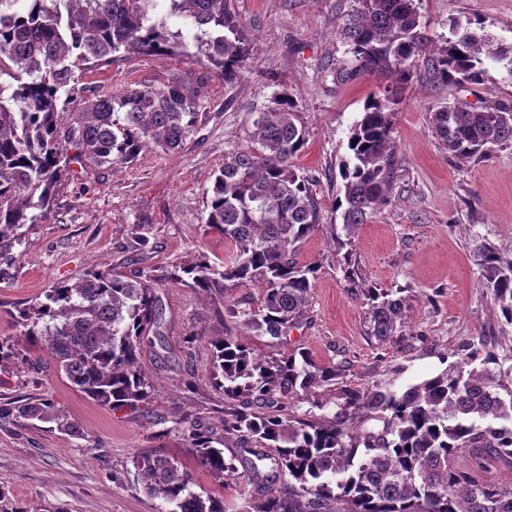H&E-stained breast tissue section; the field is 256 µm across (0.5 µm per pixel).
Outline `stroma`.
I'll list each match as a JSON object with an SVG mask.
<instances>
[{
	"mask_svg": "<svg viewBox=\"0 0 512 512\" xmlns=\"http://www.w3.org/2000/svg\"><path fill=\"white\" fill-rule=\"evenodd\" d=\"M352 5L235 0L249 59L242 83L229 91L202 58L120 52L83 76L82 86L100 96L179 80L198 92L199 122L173 153L153 148L123 167L72 164L54 216L29 225L13 261L0 269V338L20 340L11 311L54 284L102 269L157 277L164 338L145 344L141 364L155 379L150 407L167 435L154 438L141 410L101 407L55 372L1 370L0 402L48 398L82 429L69 437L27 421L0 425V489L16 503L39 512H157L159 500L128 478L133 454L158 449L193 468L175 424L186 414L206 416L221 400L211 386L209 345L225 331L214 313L221 299L164 275L202 254L218 263L233 260L223 237L204 224L214 173L225 153L248 144L253 119L277 93L294 100L308 132L295 165L315 179L326 228L299 249L300 262L319 265L303 324L281 341L255 336L252 344L267 356L308 351L318 364L344 367L354 386L398 388L441 370V352L484 335L512 373V324L487 295L473 257L480 241L512 245V145L461 162L442 148L429 124L433 112L455 102L512 105V79L492 65L482 84L457 86L418 69L390 116L398 162L391 199L334 244L328 227L342 222L335 203L350 129L389 83L371 75L341 85L333 77V67L350 58L338 25ZM419 11L429 34L447 35L453 20L479 21L496 40L512 43V0H421ZM136 224L149 229L146 246L131 235ZM348 270L354 281L345 279ZM368 287L411 295L404 335L386 343L368 335ZM195 332L201 340L185 356L181 340ZM187 380L193 389L184 388Z\"/></svg>",
	"mask_w": 512,
	"mask_h": 512,
	"instance_id": "stroma-1",
	"label": "stroma"
}]
</instances>
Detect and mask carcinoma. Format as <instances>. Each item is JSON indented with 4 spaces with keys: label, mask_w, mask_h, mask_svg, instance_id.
<instances>
[{
    "label": "carcinoma",
    "mask_w": 512,
    "mask_h": 512,
    "mask_svg": "<svg viewBox=\"0 0 512 512\" xmlns=\"http://www.w3.org/2000/svg\"><path fill=\"white\" fill-rule=\"evenodd\" d=\"M26 2L17 11V0H0V262L7 263L25 241L23 228L49 220L71 163L111 167L152 148L173 151L198 123L197 92L178 81L110 97L86 94L69 113L78 74L122 50L188 56L193 45L231 89L243 80L247 56L233 0H170L171 12L189 21L177 32L154 19L156 0ZM341 32L352 55L334 68L341 84L371 74L404 84L421 61L445 83L479 84L489 61L512 78V44L457 22L450 36H430L416 0H357ZM394 105V89L384 88L351 128L350 157L340 167L344 199L336 200L348 234L390 199ZM430 126L454 158H486L512 143V106L455 102L432 113ZM307 141L294 102L275 95L274 106L253 120L251 144L224 155L212 186L205 224L224 236L233 261L218 268L201 255L167 272L206 296L261 285L256 307L224 306L258 336L280 339L302 324L318 271L298 260L299 245L324 227L313 179L293 163ZM475 257L483 288L512 322V258L488 241ZM364 296L370 335L381 342L402 335L409 296L376 288ZM12 319L45 355L0 339V368H51L103 407L150 415L155 384L141 366V346L163 335L165 324L153 279L92 272L48 288L44 300L18 308ZM210 345L211 385L224 396V410L177 425L211 480L251 486L241 512H512V484L475 477L490 458H512V383L496 371L499 358L485 337L443 354L445 368L396 390L350 387L341 368L319 365L307 351L266 357L232 335ZM331 386L343 399L333 415L288 413L289 401ZM24 420L53 421L61 432L81 435L78 422L46 398L0 402V423ZM463 451L470 469L457 463ZM131 464L164 512H225L224 497L195 491L178 460L146 451Z\"/></svg>",
    "instance_id": "cac0c4a2"
}]
</instances>
